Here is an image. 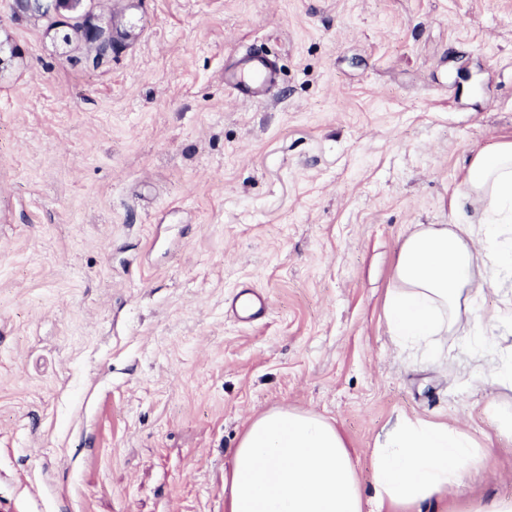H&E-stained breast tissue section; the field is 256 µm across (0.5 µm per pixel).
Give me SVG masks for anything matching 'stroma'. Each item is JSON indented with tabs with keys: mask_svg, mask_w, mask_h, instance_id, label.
I'll use <instances>...</instances> for the list:
<instances>
[{
	"mask_svg": "<svg viewBox=\"0 0 512 512\" xmlns=\"http://www.w3.org/2000/svg\"><path fill=\"white\" fill-rule=\"evenodd\" d=\"M121 38L0 0V512H224L249 419L335 420L373 493L396 415L467 430L447 512L512 497L490 345H395L383 305L417 224H449L472 157L512 139V0H86ZM274 60L259 99L224 74ZM261 291L262 320L227 302Z\"/></svg>",
	"mask_w": 512,
	"mask_h": 512,
	"instance_id": "obj_1",
	"label": "stroma"
}]
</instances>
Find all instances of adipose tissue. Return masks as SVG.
I'll list each match as a JSON object with an SVG mask.
<instances>
[{"mask_svg": "<svg viewBox=\"0 0 512 512\" xmlns=\"http://www.w3.org/2000/svg\"><path fill=\"white\" fill-rule=\"evenodd\" d=\"M456 221L416 225L393 267L385 301L389 336L432 347L471 326L486 286L512 274V140L472 158ZM374 495L364 499L349 446L318 414L280 407L253 418L224 474L225 512H432L485 451L465 430L397 417L372 451Z\"/></svg>", "mask_w": 512, "mask_h": 512, "instance_id": "obj_1", "label": "adipose tissue"}]
</instances>
